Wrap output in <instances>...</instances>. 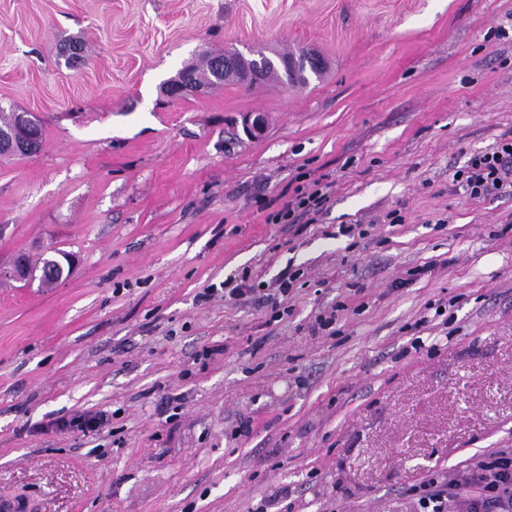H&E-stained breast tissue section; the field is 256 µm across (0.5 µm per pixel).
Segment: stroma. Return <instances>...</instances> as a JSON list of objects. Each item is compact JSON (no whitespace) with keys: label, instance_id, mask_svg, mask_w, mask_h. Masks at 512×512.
<instances>
[{"label":"stroma","instance_id":"1","mask_svg":"<svg viewBox=\"0 0 512 512\" xmlns=\"http://www.w3.org/2000/svg\"><path fill=\"white\" fill-rule=\"evenodd\" d=\"M252 48L325 69L163 94ZM0 108L44 128L0 156V267L74 259L47 287L0 276V497L416 512L423 480L512 448V193L452 182L512 133V0H0ZM316 181L319 214L267 223ZM285 271L279 321L221 291ZM240 54L243 55L242 53L235 51L215 56H207L202 66L195 67L194 65H191L181 69L173 79H170L163 84V90L166 92V95L170 97L169 94H173L178 89L180 83L190 80L210 83L211 86L223 84V76L221 77L218 75L217 68H224V59H232ZM206 88L207 87L205 86L194 83H184L179 86V90L176 92V95L179 97L187 95L201 97L206 94Z\"/></svg>","mask_w":512,"mask_h":512}]
</instances>
